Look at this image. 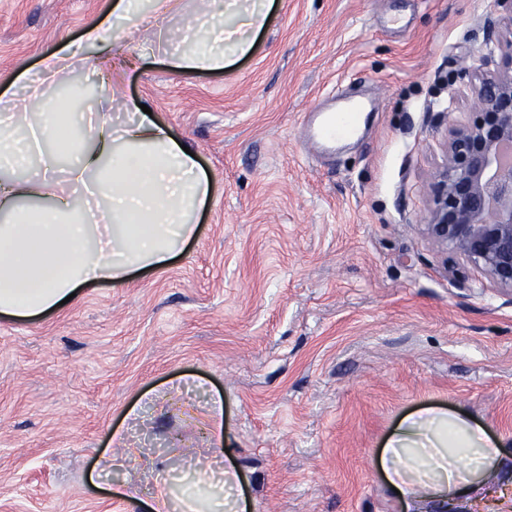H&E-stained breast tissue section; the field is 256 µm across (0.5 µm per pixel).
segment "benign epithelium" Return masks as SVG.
Listing matches in <instances>:
<instances>
[{"label": "benign epithelium", "instance_id": "7a95c632", "mask_svg": "<svg viewBox=\"0 0 512 512\" xmlns=\"http://www.w3.org/2000/svg\"><path fill=\"white\" fill-rule=\"evenodd\" d=\"M506 12L507 27L488 26L480 65L462 63L458 77L473 90L472 112L448 118L444 161L434 175L424 232L440 250L473 266L512 293V0H490ZM500 50L503 65H481Z\"/></svg>", "mask_w": 512, "mask_h": 512}]
</instances>
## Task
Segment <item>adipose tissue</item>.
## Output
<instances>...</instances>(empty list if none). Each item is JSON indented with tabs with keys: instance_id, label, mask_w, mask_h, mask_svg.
Instances as JSON below:
<instances>
[{
	"instance_id": "1",
	"label": "adipose tissue",
	"mask_w": 512,
	"mask_h": 512,
	"mask_svg": "<svg viewBox=\"0 0 512 512\" xmlns=\"http://www.w3.org/2000/svg\"><path fill=\"white\" fill-rule=\"evenodd\" d=\"M236 0H203L190 24L194 46L172 53L177 71L220 70L227 61L217 46L229 42L247 54L246 33L262 29L263 7L237 13L240 27L222 25ZM181 0H112V13L86 28L94 49L93 70L104 73L112 57L132 42L145 15L177 13ZM64 52L44 59L43 80L5 108L38 121L28 129L0 127V314L33 317L92 281L123 284L132 272L169 264L194 232L193 216L210 195L211 184L181 141L149 115L124 129L97 116L92 136L72 137L85 109L79 88L50 97L46 84L71 66ZM69 157L70 188L55 175ZM37 166V178L19 174ZM503 448L485 430L459 415L426 408L402 419L379 458L389 484L399 490L408 512H448L467 492L479 489Z\"/></svg>"
}]
</instances>
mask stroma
I'll return each mask as SVG.
<instances>
[{
	"label": "stroma",
	"mask_w": 512,
	"mask_h": 512,
	"mask_svg": "<svg viewBox=\"0 0 512 512\" xmlns=\"http://www.w3.org/2000/svg\"><path fill=\"white\" fill-rule=\"evenodd\" d=\"M180 14L142 25L114 94L195 151L211 184L165 268L33 318L0 317V512H147L158 486L204 471L213 401L246 512H405L377 469L400 420L472 417L505 447L457 512L512 492V293L449 276L426 237L461 61L500 23L489 0H272L224 69L164 61ZM112 0H0V95L76 48ZM348 89L365 133L328 158L305 115ZM137 486L139 503L109 485Z\"/></svg>",
	"instance_id": "35a3bbf8"
}]
</instances>
